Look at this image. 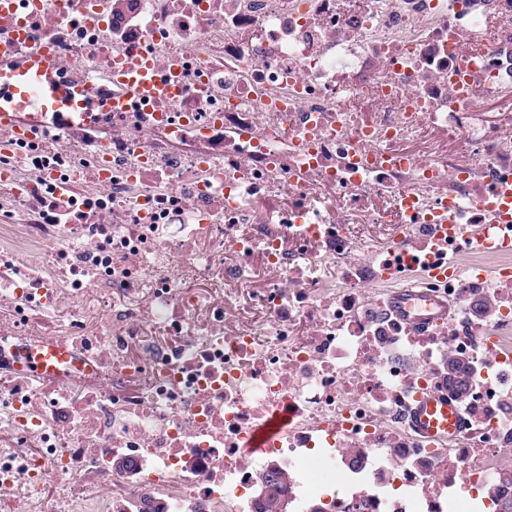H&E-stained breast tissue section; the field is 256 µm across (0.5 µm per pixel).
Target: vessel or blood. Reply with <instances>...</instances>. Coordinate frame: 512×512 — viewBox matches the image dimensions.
I'll list each match as a JSON object with an SVG mask.
<instances>
[{
    "label": "vessel or blood",
    "instance_id": "obj_1",
    "mask_svg": "<svg viewBox=\"0 0 512 512\" xmlns=\"http://www.w3.org/2000/svg\"><path fill=\"white\" fill-rule=\"evenodd\" d=\"M114 84L121 93L112 101L113 110H122L131 97H155L165 92L166 79L156 76L145 60L128 61L115 72ZM79 112L82 99L52 66L36 53L18 60L8 70L0 69V118L28 110ZM389 314L423 331L442 323L448 316V302L437 295L418 292L409 286L395 289L386 301ZM468 425L460 399L450 391L432 389L420 394L410 414L413 431L429 439L460 438Z\"/></svg>",
    "mask_w": 512,
    "mask_h": 512
}]
</instances>
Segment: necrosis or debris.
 Here are the masks:
<instances>
[{
  "mask_svg": "<svg viewBox=\"0 0 512 512\" xmlns=\"http://www.w3.org/2000/svg\"><path fill=\"white\" fill-rule=\"evenodd\" d=\"M7 46L51 47L90 109L0 123V512H257L273 468L293 512L481 499L512 447V111L474 110L512 96V0H17ZM135 58L181 86L111 111ZM430 132L452 153L412 150ZM447 215L485 227L498 280L415 278L463 251L426 231ZM52 342L69 359L34 373ZM452 352L469 428L428 441L407 414ZM389 314L423 331L442 323L448 317V300L437 295L418 292L412 286L396 288L386 301Z\"/></svg>",
  "mask_w": 512,
  "mask_h": 512,
  "instance_id": "4bbe7bcc",
  "label": "necrosis or debris"
}]
</instances>
